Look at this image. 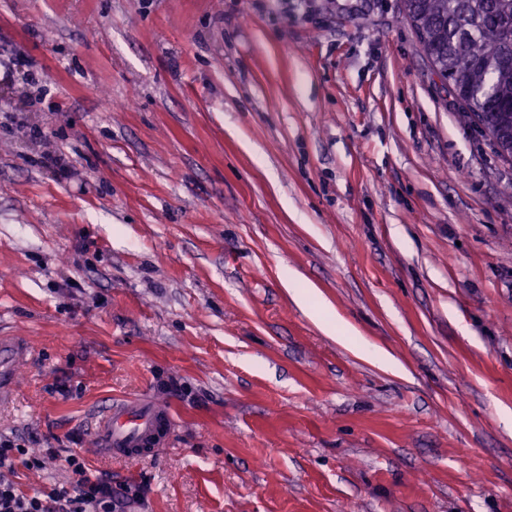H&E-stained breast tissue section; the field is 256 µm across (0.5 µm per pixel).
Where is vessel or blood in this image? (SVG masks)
<instances>
[{"label":"vessel or blood","mask_w":512,"mask_h":512,"mask_svg":"<svg viewBox=\"0 0 512 512\" xmlns=\"http://www.w3.org/2000/svg\"><path fill=\"white\" fill-rule=\"evenodd\" d=\"M26 355L12 338L0 336V395L11 383V368ZM95 450L105 456L137 457L161 447L171 415L152 399L107 404L95 416Z\"/></svg>","instance_id":"obj_1"}]
</instances>
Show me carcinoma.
<instances>
[{
    "instance_id": "1",
    "label": "carcinoma",
    "mask_w": 512,
    "mask_h": 512,
    "mask_svg": "<svg viewBox=\"0 0 512 512\" xmlns=\"http://www.w3.org/2000/svg\"><path fill=\"white\" fill-rule=\"evenodd\" d=\"M433 73L512 159V0H402Z\"/></svg>"
}]
</instances>
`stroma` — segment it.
<instances>
[{"mask_svg":"<svg viewBox=\"0 0 512 512\" xmlns=\"http://www.w3.org/2000/svg\"><path fill=\"white\" fill-rule=\"evenodd\" d=\"M400 3L0 0V438L152 397L162 448L87 460L124 512H512V162ZM26 348L7 336H0V397L11 383V368L26 355Z\"/></svg>","mask_w":512,"mask_h":512,"instance_id":"1","label":"stroma"}]
</instances>
